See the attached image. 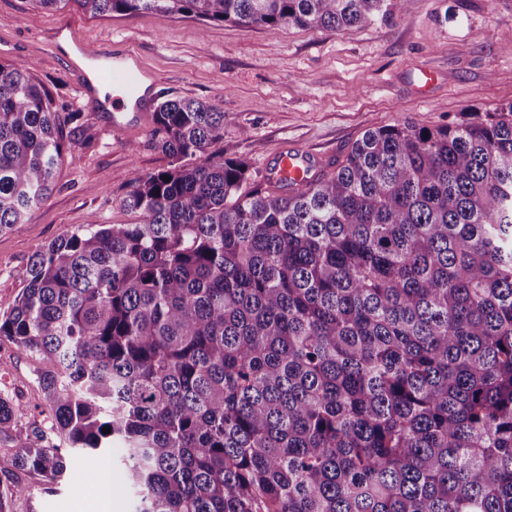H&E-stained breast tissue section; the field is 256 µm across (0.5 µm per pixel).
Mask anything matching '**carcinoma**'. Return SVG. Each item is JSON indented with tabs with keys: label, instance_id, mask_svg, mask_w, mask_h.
<instances>
[{
	"label": "carcinoma",
	"instance_id": "obj_1",
	"mask_svg": "<svg viewBox=\"0 0 512 512\" xmlns=\"http://www.w3.org/2000/svg\"><path fill=\"white\" fill-rule=\"evenodd\" d=\"M26 3L325 30L393 8ZM78 118L0 61V232L49 198ZM154 124L170 163L134 174V222L49 243L0 316L53 416L11 465L54 484L119 444L135 512H512V104L370 129L288 189L214 149L213 104L163 100ZM16 417L0 394V436Z\"/></svg>",
	"mask_w": 512,
	"mask_h": 512
}]
</instances>
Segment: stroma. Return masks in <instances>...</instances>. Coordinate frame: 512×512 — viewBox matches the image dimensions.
<instances>
[{"label": "stroma", "instance_id": "obj_1", "mask_svg": "<svg viewBox=\"0 0 512 512\" xmlns=\"http://www.w3.org/2000/svg\"><path fill=\"white\" fill-rule=\"evenodd\" d=\"M62 24L94 47L134 45L160 81L159 96L218 105L219 149L259 174L287 147L327 165L367 129L407 119L434 128L466 110L512 103V51L500 40L512 32V0H406L393 18L341 31L205 25L161 12L94 17L72 5L48 12L0 0V61L31 67L56 101L79 115L66 129L79 143L76 157L59 168L52 194L0 234V314L26 288L36 254L85 224L130 223L119 199L134 172L169 164L154 146L153 120L117 131L111 113L92 110L77 75L49 47ZM426 67L439 80L422 92L417 77ZM35 368L33 359L0 345V393L18 414L10 440H0V461L30 441L33 427L49 424ZM120 456L117 448L104 456L112 471L108 487L90 466L91 452L79 456L61 484L8 470L0 472V485L27 488L10 512H132Z\"/></svg>", "mask_w": 512, "mask_h": 512}]
</instances>
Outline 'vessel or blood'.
Here are the masks:
<instances>
[{
  "instance_id": "b4317fda",
  "label": "vessel or blood",
  "mask_w": 512,
  "mask_h": 512,
  "mask_svg": "<svg viewBox=\"0 0 512 512\" xmlns=\"http://www.w3.org/2000/svg\"><path fill=\"white\" fill-rule=\"evenodd\" d=\"M51 47L80 78L83 95L97 107L114 112L112 125L124 129L142 122L152 111L158 81L142 64L139 52L126 44L112 51H94L76 38L69 26L57 27ZM314 162L303 151H283L267 171L270 182L290 184L312 178Z\"/></svg>"
}]
</instances>
